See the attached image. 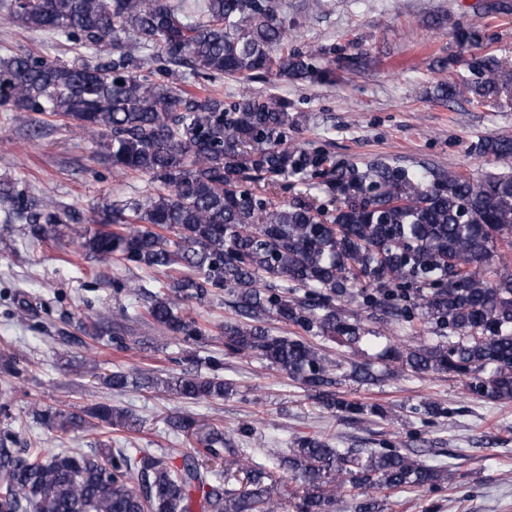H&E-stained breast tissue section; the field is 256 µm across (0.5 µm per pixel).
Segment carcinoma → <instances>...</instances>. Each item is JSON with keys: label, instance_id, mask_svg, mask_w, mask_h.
I'll return each instance as SVG.
<instances>
[{"label": "carcinoma", "instance_id": "carcinoma-1", "mask_svg": "<svg viewBox=\"0 0 512 512\" xmlns=\"http://www.w3.org/2000/svg\"><path fill=\"white\" fill-rule=\"evenodd\" d=\"M0 18L50 36L74 53L0 56V111L34 126L59 123L118 174L144 175L138 199L92 212L69 226L80 251L102 264L119 259L164 276L149 305L98 339L125 343L127 323L144 322L185 346V357L213 339L181 302L224 293L235 318L217 326L228 355H249L321 395L346 415L364 407L330 388L348 378L380 380L369 361L348 370L314 340L356 355L379 344L368 318L336 300L357 295L387 330L428 335L409 348L388 342L383 366L448 373L492 402L512 401V138H488L479 151L501 170L474 180L455 171L417 172L378 160L327 163L288 140L297 125L288 100L244 93L229 104L210 86L258 73L332 83L329 51L293 46L277 0H0ZM468 85L512 96V65L471 58ZM314 180L326 202L279 205L253 183ZM4 223L28 224L40 244L63 224L49 195L30 201L10 182ZM275 321L293 329L276 336ZM86 372L109 389H153L183 400L219 402L233 384L218 375ZM40 424L64 433L101 425L133 430L125 408L99 403L81 413L36 405ZM0 429V512H278L277 486L296 484L293 512H383V499L447 479L425 450L341 448L331 438L300 437L268 457L240 448L219 430L186 453L128 448L89 452L25 448Z\"/></svg>", "mask_w": 512, "mask_h": 512}]
</instances>
